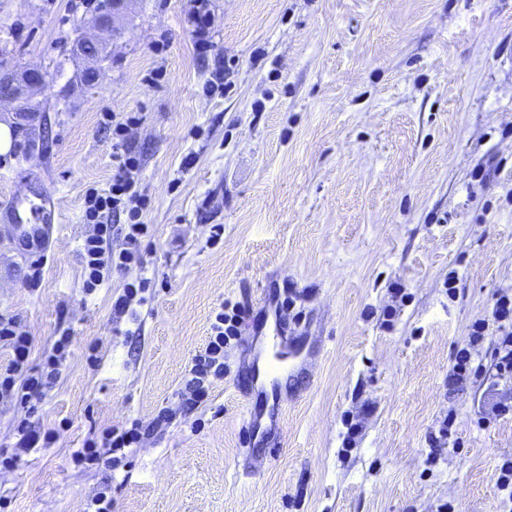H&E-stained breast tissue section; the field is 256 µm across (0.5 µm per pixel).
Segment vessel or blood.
<instances>
[{"label":"vessel or blood","instance_id":"vessel-or-blood-1","mask_svg":"<svg viewBox=\"0 0 512 512\" xmlns=\"http://www.w3.org/2000/svg\"><path fill=\"white\" fill-rule=\"evenodd\" d=\"M53 206V196L48 192L34 201L15 196L0 206V221L12 226L15 235L30 252L40 253L50 245ZM299 353V345L280 325L274 329L272 348L256 344L251 347L252 361L240 381L252 402L246 422L250 460L247 474H257L256 463L261 459V449L270 445L282 414L283 390L276 384L274 375Z\"/></svg>","mask_w":512,"mask_h":512}]
</instances>
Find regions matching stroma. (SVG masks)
I'll use <instances>...</instances> for the list:
<instances>
[{"instance_id": "1", "label": "stroma", "mask_w": 512, "mask_h": 512, "mask_svg": "<svg viewBox=\"0 0 512 512\" xmlns=\"http://www.w3.org/2000/svg\"><path fill=\"white\" fill-rule=\"evenodd\" d=\"M96 4L0 0V63L48 74L38 120L0 155V202L47 189L57 205L38 285L31 258L0 236V312L32 336L34 364L59 327L74 331L35 412L67 428L0 469V512H84L106 483L112 512H512L495 479L512 455V413L497 411L512 378L494 368L490 322L496 295L512 293V0H210L216 47L204 58L187 0H130L86 87L69 46ZM221 71L224 90L210 89ZM108 112L138 118L128 138L151 236L144 266L87 297L84 197L112 183ZM141 278L150 300L113 326V295ZM290 289L301 319L289 329L309 364L289 363L275 450L249 478L242 343L273 333L262 293ZM223 303L248 308V324L200 425L177 417L109 475L73 466L90 430L178 406ZM480 319L485 370L449 391L454 352ZM448 416L451 435L431 450Z\"/></svg>"}]
</instances>
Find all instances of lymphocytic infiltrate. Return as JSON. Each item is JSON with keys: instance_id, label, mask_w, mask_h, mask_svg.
<instances>
[{"instance_id": "lymphocytic-infiltrate-1", "label": "lymphocytic infiltrate", "mask_w": 512, "mask_h": 512, "mask_svg": "<svg viewBox=\"0 0 512 512\" xmlns=\"http://www.w3.org/2000/svg\"><path fill=\"white\" fill-rule=\"evenodd\" d=\"M185 23L196 55L206 56L214 47L209 0H188ZM106 121L112 128L118 165L108 191L101 193L92 189L84 199V221L88 229L83 238L80 260L83 269L82 292L87 296L95 294L112 271L144 264V240L149 233L148 225L141 220L146 198L132 177L140 162L126 139V132L136 118L110 113ZM121 214L126 215V223L113 224V217ZM116 234L122 238L117 248L112 245V237ZM244 314V309L237 305L216 313L206 345L195 355L184 378L180 393L183 411H192L206 403L213 381L223 378L224 350L231 340L238 338ZM485 331L484 321L474 322L467 345L457 350L448 371L449 387H464L471 379L480 376L482 367L475 362L474 349L483 342ZM72 342V329H59L52 337L40 365L30 366L31 337L15 317L0 313V348L10 352L7 365L0 366V402H15L25 409L24 417L16 425V441L12 451L0 452V468L16 467L24 456L50 447L59 439V429L47 428L34 421L33 403L48 396L56 387L70 355ZM173 417V410L164 407L146 423L135 421L128 426L99 427L86 436L70 459L78 467L100 466L108 471L115 470L122 463L117 455L118 450L133 447L144 438L162 431Z\"/></svg>"}]
</instances>
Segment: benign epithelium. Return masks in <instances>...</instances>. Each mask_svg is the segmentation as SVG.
<instances>
[{"mask_svg": "<svg viewBox=\"0 0 512 512\" xmlns=\"http://www.w3.org/2000/svg\"><path fill=\"white\" fill-rule=\"evenodd\" d=\"M128 2L129 0H103V5L94 11L89 20V27L100 34L119 36L121 34L119 20ZM90 44L105 47L107 40L80 33L70 48L71 54L85 63L80 73V81L86 85L94 84L100 78L102 69V61L87 50ZM46 89V73L38 66L0 68V106H9L15 119L20 123L31 121L42 111V101L38 96Z\"/></svg>", "mask_w": 512, "mask_h": 512, "instance_id": "benign-epithelium-1", "label": "benign epithelium"}]
</instances>
